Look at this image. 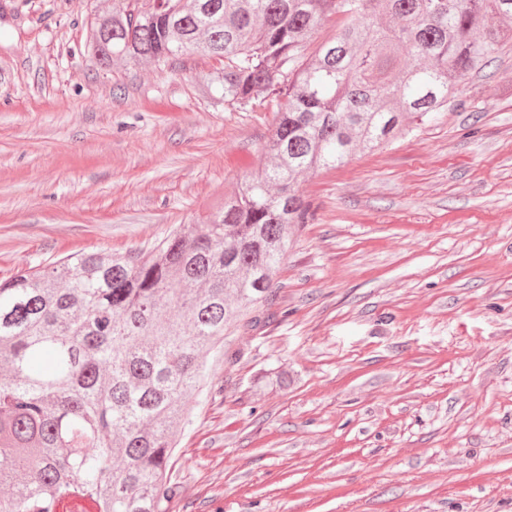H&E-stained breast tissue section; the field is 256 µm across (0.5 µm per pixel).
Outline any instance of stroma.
<instances>
[{"instance_id":"1","label":"stroma","mask_w":512,"mask_h":512,"mask_svg":"<svg viewBox=\"0 0 512 512\" xmlns=\"http://www.w3.org/2000/svg\"><path fill=\"white\" fill-rule=\"evenodd\" d=\"M111 5L0 0V281L151 253L265 159L278 101L202 95L214 61L98 73L88 21ZM299 189L315 219L209 358L166 512H512V43Z\"/></svg>"}]
</instances>
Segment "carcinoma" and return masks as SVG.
Returning a JSON list of instances; mask_svg holds the SVG:
<instances>
[{
  "label": "carcinoma",
  "mask_w": 512,
  "mask_h": 512,
  "mask_svg": "<svg viewBox=\"0 0 512 512\" xmlns=\"http://www.w3.org/2000/svg\"><path fill=\"white\" fill-rule=\"evenodd\" d=\"M112 0L86 49L222 67L218 101L279 100L266 161L148 256L77 252L0 281V512H165L208 356L267 302L299 180L430 119L512 40V0ZM338 33L308 54L323 22Z\"/></svg>",
  "instance_id": "cac0c4a2"
}]
</instances>
